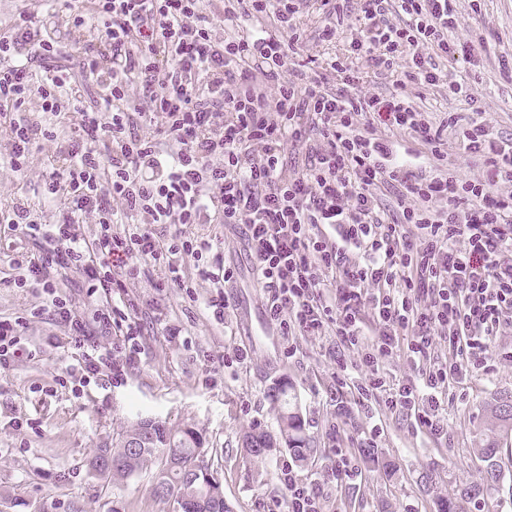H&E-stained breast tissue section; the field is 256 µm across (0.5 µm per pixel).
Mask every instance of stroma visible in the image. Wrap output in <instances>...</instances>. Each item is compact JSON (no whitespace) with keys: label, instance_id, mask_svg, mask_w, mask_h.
Masks as SVG:
<instances>
[{"label":"stroma","instance_id":"obj_1","mask_svg":"<svg viewBox=\"0 0 512 512\" xmlns=\"http://www.w3.org/2000/svg\"><path fill=\"white\" fill-rule=\"evenodd\" d=\"M456 12L455 37L487 39L473 92L495 132L512 140V81L500 76L501 59L512 58V0H483L477 13L469 0H456ZM301 22L316 71L335 86L328 61L344 56L345 38L321 39L315 7L305 9ZM409 93L434 125L446 113L465 118L471 111L467 101L449 99L442 87L416 86ZM47 163L39 151L26 175L0 166V207L20 198L42 223H55L61 204L45 199L37 180ZM184 230L210 239L214 253L234 271L224 286V317L214 318L204 306L208 283L195 281L189 292H159L154 282L162 271L143 276L124 296L146 326L140 352L127 364L124 382L104 390L79 386L68 375L66 327L31 287L15 284L20 275L15 258L39 247L0 223V319L26 318L21 341L29 351L0 367V512H110L116 499L125 512H172L152 496L150 474L137 475L116 491L86 466L96 449L144 418L203 433L207 459L221 475L231 512H278L287 495L281 480L287 464L299 481L318 491L322 512H438L442 501L478 479L480 463L472 450L483 431L481 406L497 392H512V364L502 359L512 349V326L503 328L486 354L490 372L455 385L456 399L441 415L444 434L432 437L416 431L405 416L384 414L377 402L356 406L348 389L356 378L342 374L331 357L332 337L300 336L289 343L280 334H263L265 300L237 229L188 224ZM289 344L294 354H286ZM238 349L247 350L248 359L223 366V357ZM283 379L297 396L316 450L314 462L304 466L284 447L262 460L241 447L253 426L277 431L267 391ZM19 419L36 422V429H16ZM375 425L382 430L375 466L363 468L356 480L335 481L337 449L357 453L361 431Z\"/></svg>","mask_w":512,"mask_h":512}]
</instances>
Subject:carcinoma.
Wrapping results in <instances>:
<instances>
[{"mask_svg": "<svg viewBox=\"0 0 512 512\" xmlns=\"http://www.w3.org/2000/svg\"><path fill=\"white\" fill-rule=\"evenodd\" d=\"M267 396L279 411L297 407L296 395L276 384L269 388ZM483 411L486 428L477 448L473 449L476 458L483 463L480 479L464 488L459 498L441 505L440 512H469L468 504H478L503 490L505 474L499 459L503 451L502 437L512 434V393L493 395L484 404ZM284 434L294 460L309 463L314 449L301 416L290 417L288 429H279V435ZM136 436L144 437V443L134 451L126 447V443ZM204 445L202 433L191 426L171 428L155 420L147 431L140 421L133 429L119 435L112 446L96 449L88 460V467L96 476L111 481L112 486L118 488L153 466L152 484L165 488L166 494H160L154 487L151 494L174 506L173 512H229L220 474L204 460Z\"/></svg>", "mask_w": 512, "mask_h": 512, "instance_id": "1", "label": "carcinoma"}]
</instances>
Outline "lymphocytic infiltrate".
<instances>
[{
	"mask_svg": "<svg viewBox=\"0 0 512 512\" xmlns=\"http://www.w3.org/2000/svg\"><path fill=\"white\" fill-rule=\"evenodd\" d=\"M307 0H224V19L270 18L257 30L218 35L204 0H49L40 14L20 15L0 36V155L25 172L36 149L50 144L64 162L43 175L46 199H63L59 224L34 218L23 200L0 209L8 224L41 247L17 264L39 286L69 331L73 371L84 381H121L123 365L93 325L115 327L124 342L142 331L138 317L113 305L143 267L167 283L191 288L184 275L210 282L205 306L223 318L224 285L233 276L208 239L186 224L238 228L270 321L282 336L333 334L355 357L359 402L380 401L393 415L439 437L450 381L484 369L488 349L512 323V141L494 134L481 109L468 120L449 113L440 126L414 106L408 85L446 86L449 97L474 101L469 82L484 40L451 39L454 0H317L322 34H347L348 54L318 73L301 71L305 42L299 16ZM90 32L80 49L85 75L100 88L96 107L57 59L66 30ZM462 64L455 79L436 58ZM379 71L403 66L387 97L355 92L352 60ZM70 114L67 135L57 119ZM152 126L138 135L139 124ZM410 135L439 161L442 135L459 130L463 150L481 158L483 177L414 174L394 157L377 125ZM305 148L289 171L288 145ZM398 190L399 212L385 219L378 193ZM141 221L115 232L119 216ZM93 217L92 239L75 231ZM171 224L168 240L154 225ZM120 269H113V260ZM82 272L89 298L105 297L85 316L54 285L55 272ZM195 277V278H196ZM448 346L438 356L439 343ZM402 356L412 374L388 383L381 365Z\"/></svg>",
	"mask_w": 512,
	"mask_h": 512,
	"instance_id": "lymphocytic-infiltrate-1",
	"label": "lymphocytic infiltrate"
}]
</instances>
